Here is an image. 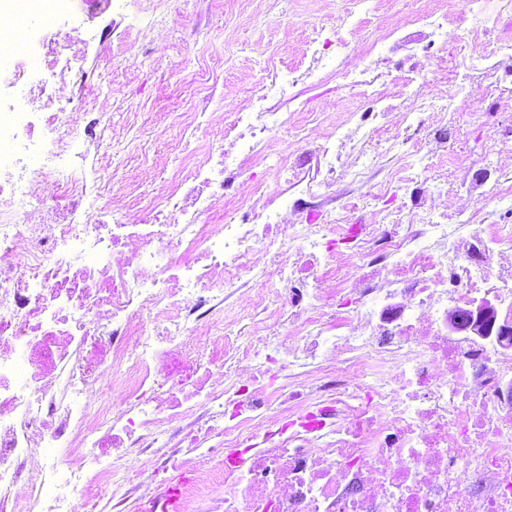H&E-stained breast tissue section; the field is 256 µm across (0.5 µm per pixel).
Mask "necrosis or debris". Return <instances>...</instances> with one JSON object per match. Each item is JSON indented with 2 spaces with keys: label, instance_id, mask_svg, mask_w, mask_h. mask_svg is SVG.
<instances>
[{
  "label": "necrosis or debris",
  "instance_id": "4bbe7bcc",
  "mask_svg": "<svg viewBox=\"0 0 512 512\" xmlns=\"http://www.w3.org/2000/svg\"><path fill=\"white\" fill-rule=\"evenodd\" d=\"M373 2L346 0L343 31L312 28L305 69L267 62L219 142L181 147L130 252L125 225L104 219V195L121 185L76 173L91 137L69 124L58 88H75L77 107L106 103L85 92L64 0H0V14L36 19L0 55L12 90L0 97V512L97 505L139 480L125 459L154 448L163 477L138 512H167L172 493L179 512H199L218 486L219 512H512V336L490 345L448 332L450 313L486 298L512 311V179L498 165L512 155V126L498 120L512 99L485 90L491 133L475 155L451 96L416 67L440 50L459 91L475 78L511 85L512 0H465L452 21L432 6L410 16L417 36L380 32L404 52L395 92L376 43L357 52L350 41ZM32 57L51 80L33 77ZM333 78L355 101L334 135L311 151L271 149L291 115H312L298 82ZM407 98L423 140L387 126ZM362 141L402 148L407 163L370 198L330 209L332 188L373 161ZM249 162L277 170L285 189L245 176ZM35 181L54 195H32ZM482 186L487 212L470 204ZM450 192L465 198L455 212L427 206ZM388 195L402 206L351 223ZM218 196L227 220L207 223ZM38 209L49 223H29ZM244 293L236 327L224 317ZM272 411L280 425L257 433Z\"/></svg>",
  "mask_w": 512,
  "mask_h": 512
}]
</instances>
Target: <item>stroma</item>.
I'll return each mask as SVG.
<instances>
[{
    "instance_id": "obj_1",
    "label": "stroma",
    "mask_w": 512,
    "mask_h": 512,
    "mask_svg": "<svg viewBox=\"0 0 512 512\" xmlns=\"http://www.w3.org/2000/svg\"><path fill=\"white\" fill-rule=\"evenodd\" d=\"M67 24L92 33V46L75 42V51L87 57L97 74L96 90L108 99L97 128L91 154L121 143L122 152L104 178L115 179L127 194L114 210L120 223L142 220L144 195L170 181L175 146L181 145L184 115L196 111V89L205 72L217 73L223 102L210 106L205 117L209 140L224 134L228 113L246 104L262 77L267 58L277 64L296 65L309 27L339 25V0H280V14L265 24L256 21L257 0H126L133 14H163L162 24L123 31L112 0H68ZM134 51H126L127 42ZM428 80L443 83L454 93L469 145L479 148L490 129L480 112L482 88L457 92L436 64L425 67ZM316 122L307 126L304 141H289V150L316 145L330 134L341 112L350 107V94L339 80L299 86Z\"/></svg>"
}]
</instances>
